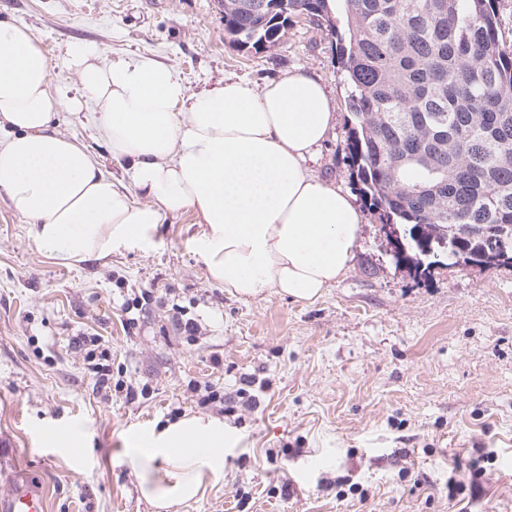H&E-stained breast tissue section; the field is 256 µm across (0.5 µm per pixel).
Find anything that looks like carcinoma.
Listing matches in <instances>:
<instances>
[{"label": "carcinoma", "mask_w": 512, "mask_h": 512, "mask_svg": "<svg viewBox=\"0 0 512 512\" xmlns=\"http://www.w3.org/2000/svg\"><path fill=\"white\" fill-rule=\"evenodd\" d=\"M300 14L336 33L349 158L385 223L421 230L430 265L491 239L512 255V46L498 0H343L338 25L328 0H224V36L256 49Z\"/></svg>", "instance_id": "cac0c4a2"}]
</instances>
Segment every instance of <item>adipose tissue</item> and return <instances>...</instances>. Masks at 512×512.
Wrapping results in <instances>:
<instances>
[{
	"instance_id": "obj_1",
	"label": "adipose tissue",
	"mask_w": 512,
	"mask_h": 512,
	"mask_svg": "<svg viewBox=\"0 0 512 512\" xmlns=\"http://www.w3.org/2000/svg\"><path fill=\"white\" fill-rule=\"evenodd\" d=\"M68 54L87 99L52 95L30 29L0 21V192L47 257L145 250L166 215L191 210L209 278L240 298L272 291L312 302L348 272L363 216L308 170L335 119L319 77L297 69L259 86L227 76L192 91L146 55L107 65L83 43ZM89 103L123 179L53 125L59 111ZM130 440L142 497L169 512L223 477L237 437L220 419L187 415Z\"/></svg>"
}]
</instances>
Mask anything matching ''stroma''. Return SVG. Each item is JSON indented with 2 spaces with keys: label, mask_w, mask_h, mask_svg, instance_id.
I'll list each match as a JSON object with an SVG mask.
<instances>
[{
  "label": "stroma",
  "mask_w": 512,
  "mask_h": 512,
  "mask_svg": "<svg viewBox=\"0 0 512 512\" xmlns=\"http://www.w3.org/2000/svg\"><path fill=\"white\" fill-rule=\"evenodd\" d=\"M50 62V90L83 93L75 43L107 61L132 53L172 66L190 89L227 75L257 84L314 73L336 122L309 164L363 215L352 265L316 302L268 292L243 300L209 279L190 243L192 211L166 217L155 245L108 260L44 255L0 195V496L43 483L47 512H155L126 464L132 431L198 414L238 437L224 477L177 512H512V262L397 263L378 210L348 158L346 92L324 21L295 20L259 50L224 38L219 0H0ZM105 172L124 164L90 113L66 111ZM195 320L197 341L179 328ZM110 353L111 395L97 389L76 339ZM255 378L257 407L237 391ZM79 429L80 453L47 445ZM493 452L478 483L448 495V472Z\"/></svg>",
  "instance_id": "obj_1"
}]
</instances>
